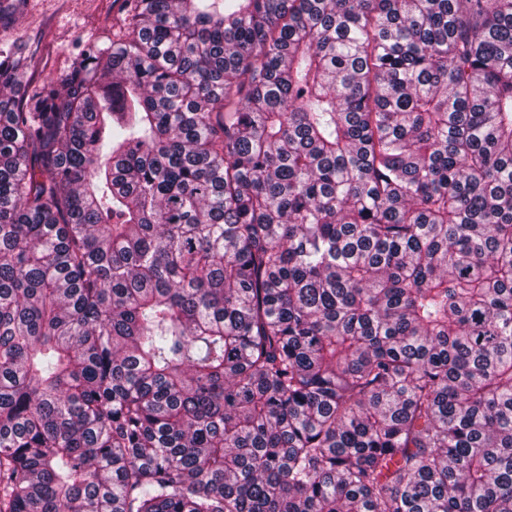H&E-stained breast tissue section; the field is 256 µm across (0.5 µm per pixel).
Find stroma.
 I'll list each match as a JSON object with an SVG mask.
<instances>
[{
	"mask_svg": "<svg viewBox=\"0 0 512 512\" xmlns=\"http://www.w3.org/2000/svg\"><path fill=\"white\" fill-rule=\"evenodd\" d=\"M118 0H0V41L31 55L29 88L67 72L80 45L111 36Z\"/></svg>",
	"mask_w": 512,
	"mask_h": 512,
	"instance_id": "35a3bbf8",
	"label": "stroma"
}]
</instances>
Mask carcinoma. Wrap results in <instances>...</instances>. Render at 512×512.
Returning a JSON list of instances; mask_svg holds the SVG:
<instances>
[{"mask_svg":"<svg viewBox=\"0 0 512 512\" xmlns=\"http://www.w3.org/2000/svg\"><path fill=\"white\" fill-rule=\"evenodd\" d=\"M0 43V512H512V0H123ZM16 1V2H15ZM114 0H0V41L31 55L28 87L67 72L73 54L92 38H112L120 17Z\"/></svg>","mask_w":512,"mask_h":512,"instance_id":"cac0c4a2","label":"carcinoma"}]
</instances>
